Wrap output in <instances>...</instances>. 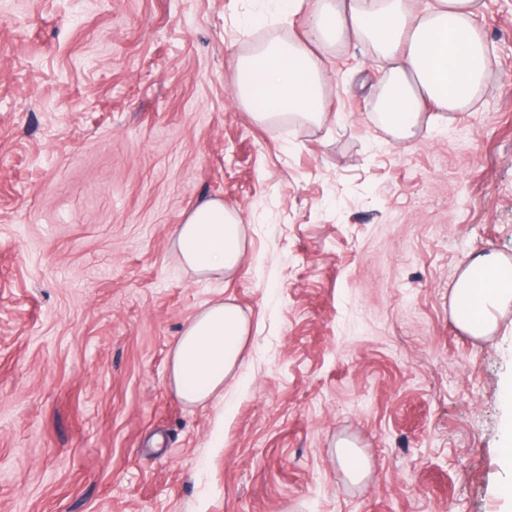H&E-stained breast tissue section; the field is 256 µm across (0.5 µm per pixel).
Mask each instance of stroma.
<instances>
[{"label": "stroma", "instance_id": "35a3bbf8", "mask_svg": "<svg viewBox=\"0 0 512 512\" xmlns=\"http://www.w3.org/2000/svg\"><path fill=\"white\" fill-rule=\"evenodd\" d=\"M484 3L482 96L398 142L364 44L315 49L325 123L234 97L316 0L251 31L265 0H0V512H512V311L484 338L451 312L472 258L512 261V0ZM207 199L243 221L228 278L172 246ZM219 300L252 323L242 374L189 405L170 353ZM502 398L507 407L510 409V417L508 416L505 423V429L501 441L500 461L502 469L506 474L502 481L500 492L505 498L512 499V380L504 383L502 389Z\"/></svg>", "mask_w": 512, "mask_h": 512}]
</instances>
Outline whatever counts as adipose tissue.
Instances as JSON below:
<instances>
[{
  "label": "adipose tissue",
  "instance_id": "1",
  "mask_svg": "<svg viewBox=\"0 0 512 512\" xmlns=\"http://www.w3.org/2000/svg\"><path fill=\"white\" fill-rule=\"evenodd\" d=\"M482 0H429L415 13L411 0H320L304 38L275 40L240 59L233 80L238 101L257 98L286 105L291 114L321 124L329 120L325 70L312 47L331 40L368 42L389 65L377 102L379 123L396 141L409 139L426 104L462 112L476 101L491 70L485 37L475 23ZM175 250L196 275H228L243 263L242 219L223 202L200 203L178 226ZM512 306V266L494 254L477 256L452 294L457 325L474 337L490 335L497 315ZM251 325L235 304L215 302L183 329L171 350L170 379L186 403L223 398L224 382L243 365Z\"/></svg>",
  "mask_w": 512,
  "mask_h": 512
}]
</instances>
